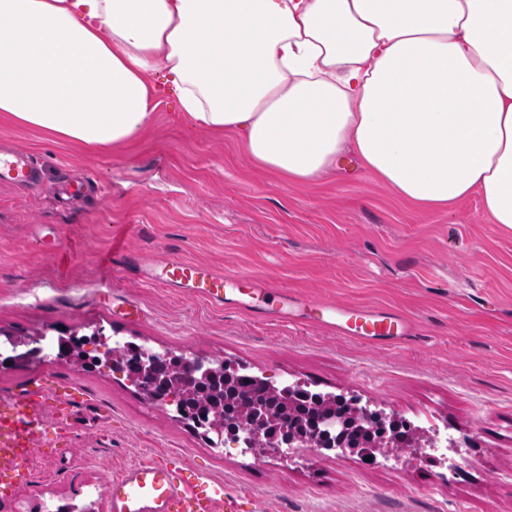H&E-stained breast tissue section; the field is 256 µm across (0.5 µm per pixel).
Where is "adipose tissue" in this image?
Segmentation results:
<instances>
[{
    "label": "adipose tissue",
    "mask_w": 512,
    "mask_h": 512,
    "mask_svg": "<svg viewBox=\"0 0 512 512\" xmlns=\"http://www.w3.org/2000/svg\"><path fill=\"white\" fill-rule=\"evenodd\" d=\"M162 87L283 179L350 156L512 232V0H0V119L121 146Z\"/></svg>",
    "instance_id": "adipose-tissue-1"
}]
</instances>
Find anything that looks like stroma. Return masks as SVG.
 <instances>
[{
	"label": "stroma",
	"mask_w": 512,
	"mask_h": 512,
	"mask_svg": "<svg viewBox=\"0 0 512 512\" xmlns=\"http://www.w3.org/2000/svg\"><path fill=\"white\" fill-rule=\"evenodd\" d=\"M122 147L80 146L0 123V146L43 166L39 190L0 185V347L99 332L245 368L274 386L357 399L415 436L447 431L452 462L389 445H211L120 370L41 354L0 366V398L34 379L67 386L71 428L26 461L7 512H112L114 473L168 456L223 481L222 512H512V232L472 196L445 210L396 198L344 159L316 184L257 168L234 136L191 128L167 92ZM84 197L60 200L63 179ZM265 280L261 309L155 282L162 258ZM411 321L388 346L305 317L309 301Z\"/></svg>",
	"instance_id": "35a3bbf8"
}]
</instances>
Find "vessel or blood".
Wrapping results in <instances>:
<instances>
[{"label":"vessel or blood","mask_w":512,"mask_h":512,"mask_svg":"<svg viewBox=\"0 0 512 512\" xmlns=\"http://www.w3.org/2000/svg\"><path fill=\"white\" fill-rule=\"evenodd\" d=\"M42 167L27 151L12 150L0 157V184L29 187L40 179ZM159 281L173 280L195 290L214 302H224L228 294L250 287L262 294L260 280L248 275H223L210 267L179 260L155 261ZM311 323L322 324L323 313L344 317L347 309L332 302L309 304ZM363 321L369 335L394 338L398 335V318H380L368 311L352 313ZM46 387L34 380L19 393L0 400V499L8 500L15 490L27 483L29 472L23 466L37 447L46 425ZM112 512H219L224 501V486L209 474H187L185 467L173 459H156L125 469L106 486Z\"/></svg>","instance_id":"vessel-or-blood-1"}]
</instances>
